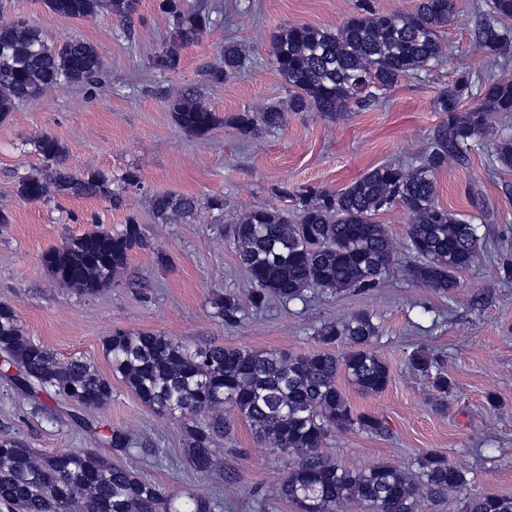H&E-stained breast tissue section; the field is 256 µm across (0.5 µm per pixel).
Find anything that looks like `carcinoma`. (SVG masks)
<instances>
[{"label":"carcinoma","mask_w":512,"mask_h":512,"mask_svg":"<svg viewBox=\"0 0 512 512\" xmlns=\"http://www.w3.org/2000/svg\"><path fill=\"white\" fill-rule=\"evenodd\" d=\"M53 13L67 18L104 13L126 22L139 0H44ZM170 36L153 59L159 71H175L181 50L194 45L212 23L208 11L185 7L178 0H161ZM454 0H419L406 13H383L369 0L336 28L289 24L274 36L272 68L286 83L292 112H343L350 104L376 99L407 75L448 57L441 29L455 16ZM512 19V0H491L490 15L477 26V48L494 63H507L512 33L502 21ZM250 51L224 45L220 62L204 72L207 82L230 81L249 62ZM102 60L93 45L72 39L48 43L42 32L24 21H0V120L23 103L53 89L97 83ZM470 88L466 79L441 92L438 111L448 115L444 129L431 142L417 165L388 163L363 173L340 192L303 187L293 192L295 210L258 207L230 225L229 234L241 266L252 284L247 299L259 308L276 298L287 304L321 289L340 295L368 291L382 284L400 250L411 252L414 282L443 294L460 288L459 274L469 268L484 245V235L448 212L437 200V174L466 158L471 142L483 140L503 167H512V140L493 128L490 118L512 112V79L488 75L481 85L480 103L463 112L461 100ZM175 124L203 140L220 119L189 90L168 98ZM238 133L251 138L261 129L285 123L274 105L247 108L231 118ZM35 151L51 163L49 178L22 177L16 194L23 201L55 197H94L113 205L124 189L113 188L109 175L94 171L83 177L64 165V148L50 136L34 143ZM223 212L224 198L159 196L152 208L162 222L191 214L200 207ZM403 208L410 218L407 240L397 244L378 212ZM149 249L140 225L130 217L122 231H91L72 237L43 257L50 275L61 285L83 293L108 286L128 264L134 248ZM213 315L233 323L242 311L233 292L215 293L209 300ZM380 327L371 314L360 311L347 321L317 330L324 348L307 355L205 344L191 348L176 338L144 331H117L104 343L112 363L128 388L147 407L168 415L184 433V454L199 474L215 471L223 442L234 425L233 412L250 426L257 443L295 459L285 476L267 495L286 502L295 512H340L349 502L364 512H422L423 503L450 512H512V497L493 493L466 496L453 504L450 494L467 485L462 471L448 459L427 452L415 472L381 463L353 471L322 452L333 430L381 436L383 420L356 414L337 380L345 374L366 395L389 386V366L375 351ZM347 345L338 355L329 349ZM0 351L20 369L17 385L31 397L34 412L43 410L41 395L58 397L86 408L112 398V378L89 361L57 358L49 348L31 341L9 303H0ZM411 370L427 373L433 359L420 349L408 357ZM432 402L445 406L451 383L436 371ZM106 442L116 455H128L131 439L114 430ZM0 505L8 512H223L224 502L205 493L187 500L143 479L112 457L83 448H64L38 456L20 439L0 436Z\"/></svg>","instance_id":"1"}]
</instances>
